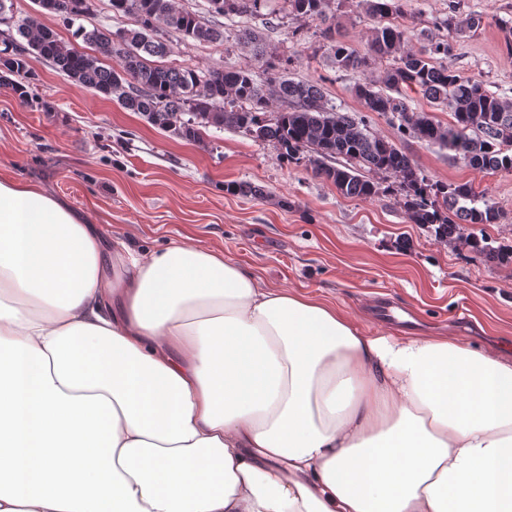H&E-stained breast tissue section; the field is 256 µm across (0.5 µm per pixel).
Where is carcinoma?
<instances>
[{
	"label": "carcinoma",
	"instance_id": "obj_1",
	"mask_svg": "<svg viewBox=\"0 0 512 512\" xmlns=\"http://www.w3.org/2000/svg\"><path fill=\"white\" fill-rule=\"evenodd\" d=\"M34 14L12 20L13 0H0V85L27 96L15 78L31 79L29 60L50 63L72 82L106 99H117L126 110L188 141L203 142V131L243 130L272 145L290 160L302 157L313 173L345 197L378 195L376 177H394L401 191L400 204L412 224L434 232L436 240L457 251L469 250L502 266L512 264V244L477 236L471 224H496L498 207L465 183L431 181L412 158L395 143L372 133L366 116L343 112L316 83L274 75L263 82L248 69L215 67L200 72L154 64L152 58L170 52L165 34L175 32L185 44L216 43L226 28L216 21L260 12L265 0H206V22L183 8L179 0H110L115 17L131 20L115 31L106 26L86 28L79 20L90 10V0H49ZM288 14L316 20L328 43L333 62L345 71L378 70L357 83L352 92L363 111L376 112L399 122L400 130L427 144L454 153L476 170L512 172V98L488 91L482 82L461 75L447 64L453 47L448 40L421 31V46H410V30L396 22L401 0H358L357 7L377 19L367 51L361 53L336 38L335 0H286ZM56 17L76 36L90 44L86 53L62 41L41 21ZM479 15L450 17L445 26L463 33L481 24ZM239 42L256 57L268 55L264 37L250 28L237 30ZM116 58L106 68L104 58ZM449 107L452 121L444 125L429 112L412 107L414 95ZM339 165H333V162Z\"/></svg>",
	"mask_w": 512,
	"mask_h": 512
}]
</instances>
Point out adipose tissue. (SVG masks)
Masks as SVG:
<instances>
[{
	"mask_svg": "<svg viewBox=\"0 0 512 512\" xmlns=\"http://www.w3.org/2000/svg\"><path fill=\"white\" fill-rule=\"evenodd\" d=\"M0 512H512V356L3 178Z\"/></svg>",
	"mask_w": 512,
	"mask_h": 512,
	"instance_id": "ef3b65f1",
	"label": "adipose tissue"
}]
</instances>
